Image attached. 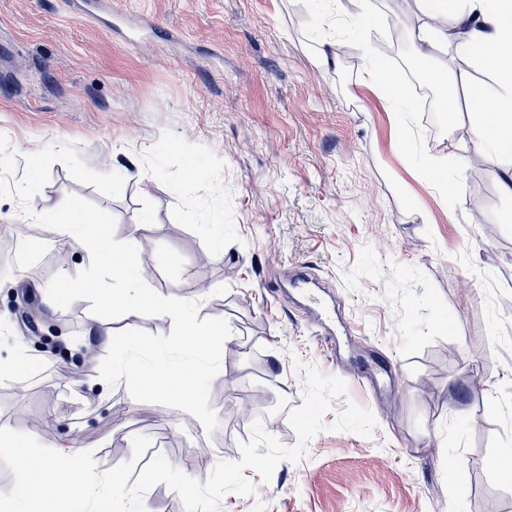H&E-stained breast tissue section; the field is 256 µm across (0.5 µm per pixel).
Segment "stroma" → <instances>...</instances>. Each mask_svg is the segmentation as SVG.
Listing matches in <instances>:
<instances>
[{
  "label": "stroma",
  "instance_id": "1",
  "mask_svg": "<svg viewBox=\"0 0 512 512\" xmlns=\"http://www.w3.org/2000/svg\"><path fill=\"white\" fill-rule=\"evenodd\" d=\"M111 2L148 20L138 44L106 10L87 16L84 0H0V40L12 52L0 58V133L20 158L72 142L95 171L137 164L140 177L125 178L116 198L53 164L31 207L75 194L110 213L116 239L132 240L153 268L156 294L200 301V317L227 321L234 347L222 364L234 379L211 383V434L186 412L103 383L117 332L166 335L170 323L100 318L86 300L50 304L56 253L69 252L61 272L73 277L85 249L0 198V227L13 237L0 249V365L10 367L0 373V428L92 451L101 472L145 436V459L190 465L203 481L241 457L251 428L242 401L295 444L287 415L303 400L298 358L344 380L374 378L377 393L353 387L348 398L373 413V435L317 433L301 463L281 462L255 496L225 495L220 512H483L490 497L512 512L501 468L512 454V199L501 185L506 157L470 125L477 94L497 83L461 56L469 28L422 56L412 33L426 14L397 15L394 0H373L366 23L358 0L315 18L309 0ZM327 42L349 51L321 64ZM382 42L403 62L388 93L366 76ZM412 64L457 99L440 130L426 113L390 108L409 94ZM434 164L451 168L446 185L429 177ZM298 261L323 281L337 320L355 326L342 365L288 286ZM24 290L35 335L13 319ZM36 415L50 418L49 431L32 425Z\"/></svg>",
  "mask_w": 512,
  "mask_h": 512
}]
</instances>
